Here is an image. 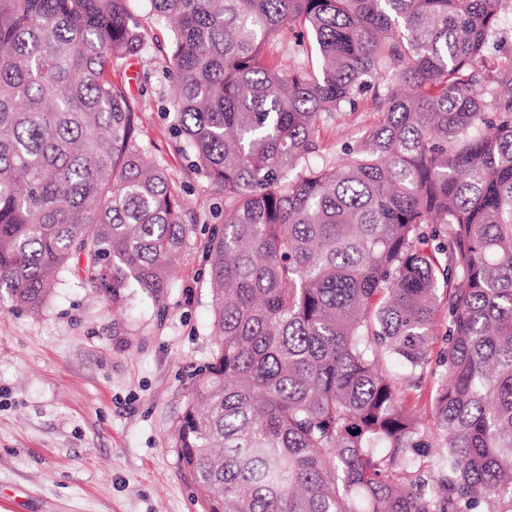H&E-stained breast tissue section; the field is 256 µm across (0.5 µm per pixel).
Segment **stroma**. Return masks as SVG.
<instances>
[{
	"mask_svg": "<svg viewBox=\"0 0 512 512\" xmlns=\"http://www.w3.org/2000/svg\"><path fill=\"white\" fill-rule=\"evenodd\" d=\"M148 66L115 74L139 103L137 138L182 192L195 227L162 304L99 294L70 273L36 314L0 301V512H201L181 477L173 427L190 376L216 337L204 245L222 195L178 151L164 115L168 31L141 0ZM380 118L372 94L322 116L320 157L335 161Z\"/></svg>",
	"mask_w": 512,
	"mask_h": 512,
	"instance_id": "stroma-1",
	"label": "stroma"
}]
</instances>
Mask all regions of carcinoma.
<instances>
[{"label":"carcinoma","mask_w":512,"mask_h":512,"mask_svg":"<svg viewBox=\"0 0 512 512\" xmlns=\"http://www.w3.org/2000/svg\"><path fill=\"white\" fill-rule=\"evenodd\" d=\"M135 0H0V299L159 300L193 227L112 71ZM180 150L224 193L216 346L174 434L201 512H512V0H148ZM300 26L319 71L271 62ZM380 120L317 164L322 114ZM444 308V347L431 354ZM430 388L433 427L402 398ZM437 454L435 464L430 455ZM512 58V16H505L500 31L492 41L487 57L490 66H501Z\"/></svg>","instance_id":"cac0c4a2"}]
</instances>
